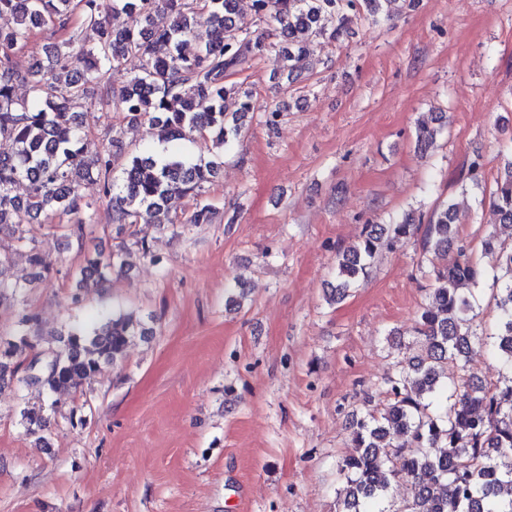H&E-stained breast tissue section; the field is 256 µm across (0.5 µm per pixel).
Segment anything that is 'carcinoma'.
Masks as SVG:
<instances>
[{
	"instance_id": "1",
	"label": "carcinoma",
	"mask_w": 512,
	"mask_h": 512,
	"mask_svg": "<svg viewBox=\"0 0 512 512\" xmlns=\"http://www.w3.org/2000/svg\"><path fill=\"white\" fill-rule=\"evenodd\" d=\"M389 0H253L254 17L246 19L238 0H112V8L130 16L132 24L114 29L107 22L103 0H0V14L16 25L0 31V232L30 248L37 272L27 282L0 280V301L24 304L30 288L47 281L51 261L36 247L37 217L54 207L72 217L56 229L67 237L84 238L93 222L91 205L82 202L78 187L95 180L112 203L118 230L147 217L154 224L180 223L172 209L176 198L190 197L189 224H210L214 207L204 197L205 184L220 166L174 154L125 151L114 138L90 152L84 113L75 111L83 99L112 107L129 123L162 124L178 141L196 132L219 145L240 138L245 114L254 111L253 94L241 91L234 77L256 58L272 62L271 77L287 84L308 80L311 53L308 39L322 36L336 42L348 35L352 18L377 13ZM173 15L159 30L153 13ZM80 14L96 33L95 43L74 53V38L43 47L45 59L26 71L11 59L35 33L54 23L66 29ZM199 13L213 27L204 43L194 42ZM272 27L261 31L259 26ZM277 41H272V38ZM130 56L144 59L141 74L114 89L103 83L106 73ZM18 85L29 97L15 93ZM237 109L228 111V101ZM439 127H419L416 146L422 152L435 144ZM499 229L481 242L482 252L496 258L492 297L499 311L492 349L505 375L492 384L474 381L467 363L473 351L470 313L478 296L463 291L486 277L484 266L460 243L454 224L455 205L441 202L429 215L407 213L393 224H366L357 242L338 256L339 283L332 302L343 300L367 274L378 253L393 248L426 225L422 250L430 256L435 284L421 308L414 332L421 354L398 363L382 383L385 403L356 420L355 453L338 466L344 480L341 512H388L375 504L391 487L406 480L412 496L397 512H512V162L490 192ZM133 246L151 256L143 240L125 243L111 254L85 256L75 272L80 287L106 279L125 264ZM138 324L118 316L88 327L75 325L60 336V347L48 356L21 336H0V389L12 384H40L51 393L91 382L103 362L124 357ZM34 351L31 358L23 350ZM22 422L28 434L47 427L43 407L25 406Z\"/></svg>"
}]
</instances>
